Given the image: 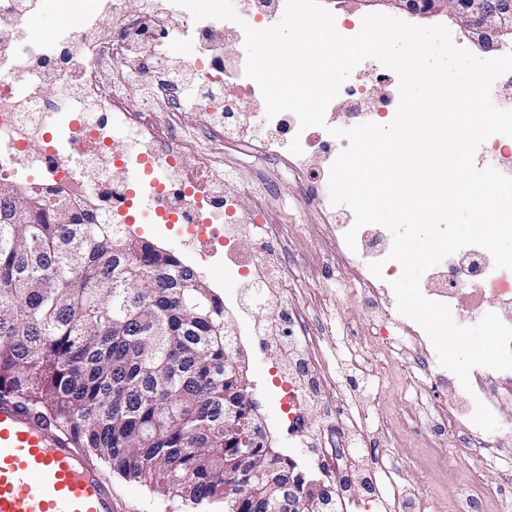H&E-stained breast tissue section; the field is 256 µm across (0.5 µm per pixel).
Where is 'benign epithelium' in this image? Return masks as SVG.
Listing matches in <instances>:
<instances>
[{
    "label": "benign epithelium",
    "mask_w": 512,
    "mask_h": 512,
    "mask_svg": "<svg viewBox=\"0 0 512 512\" xmlns=\"http://www.w3.org/2000/svg\"><path fill=\"white\" fill-rule=\"evenodd\" d=\"M395 12L429 17L449 15L470 33L482 52L497 50L502 38L512 33V0H362Z\"/></svg>",
    "instance_id": "7a95c632"
}]
</instances>
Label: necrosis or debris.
Listing matches in <instances>:
<instances>
[{"label": "necrosis or debris", "mask_w": 512, "mask_h": 512, "mask_svg": "<svg viewBox=\"0 0 512 512\" xmlns=\"http://www.w3.org/2000/svg\"><path fill=\"white\" fill-rule=\"evenodd\" d=\"M68 9L83 12L85 27L61 31L44 44L27 41L22 24L34 10L33 0H0V180L13 181L25 191L59 192L76 204L90 205L98 223L127 220L133 206L132 176L151 169L140 183L141 196L151 198L148 214L157 223L178 226L187 247L200 257L223 255L235 267L238 287L249 293L248 305L272 313L265 325L280 336L278 388L280 409L290 426L305 424L311 408H335L337 398L358 390L372 374L368 361L352 354L344 377H335L324 349L329 327H310L307 295L296 288L293 276L266 244L284 232L295 236L328 235L343 240L354 214L340 209L321 224H289L287 212L267 196L253 200L251 214H242L224 191V153L244 149L254 157L274 155L307 191L328 182L329 165L343 143L321 127L300 129L297 116L283 112L267 117L258 85L244 74L245 57L227 59L214 33L219 20H194L173 0H141L130 12L127 0H66ZM180 19L172 34L169 23ZM356 81L343 88L352 118L362 116L368 86L379 82L386 90L380 110L392 112L399 100L396 74L383 64L361 62ZM140 85L143 95L132 98L128 89ZM63 115L60 136L47 134L46 113ZM256 123L244 129L241 113ZM194 124H187V114ZM124 126L140 142L138 152L113 140V124ZM299 139L301 154L289 150ZM321 149L326 165L309 166L307 153ZM96 180H88L89 169ZM250 239L252 253L240 255L238 242ZM356 249L341 248L335 264L345 296L364 312V338L381 344L387 369L376 373L379 385H397L426 392L427 405L413 413L414 427L394 433L399 448L425 453L432 466L431 489L407 481L389 467L385 455L362 452L366 433L352 417L336 418L333 437L317 436L312 459L334 512H512V494L487 487L478 473L488 468L512 471V448L491 439L472 421L477 403L486 404L497 420L512 425V371L472 369L470 389L458 377L438 370L418 330L397 325L392 313L388 279L397 270L384 228L371 224L358 230ZM464 268L448 267L430 278V300L451 303L470 293L473 314L496 313L512 326V296L497 298L485 307L486 286L504 277L483 247L468 246ZM383 261L384 278L369 265ZM449 399H442L441 391ZM463 440L460 453L447 451L448 436ZM456 468L455 488L444 487L437 476ZM369 483L368 499L354 497L356 481Z\"/></svg>", "instance_id": "obj_1"}]
</instances>
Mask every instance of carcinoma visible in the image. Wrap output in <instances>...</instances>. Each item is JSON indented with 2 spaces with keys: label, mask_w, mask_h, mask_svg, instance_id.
Returning a JSON list of instances; mask_svg holds the SVG:
<instances>
[{
  "label": "carcinoma",
  "mask_w": 512,
  "mask_h": 512,
  "mask_svg": "<svg viewBox=\"0 0 512 512\" xmlns=\"http://www.w3.org/2000/svg\"><path fill=\"white\" fill-rule=\"evenodd\" d=\"M231 353L224 301L173 253L0 181V399L188 506L273 512L291 478L327 512L317 482L255 435ZM270 463L281 476L257 482Z\"/></svg>",
  "instance_id": "obj_1"
}]
</instances>
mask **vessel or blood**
Returning a JSON list of instances; mask_svg holds the SVG:
<instances>
[{"label": "vessel or blood", "mask_w": 512, "mask_h": 512, "mask_svg": "<svg viewBox=\"0 0 512 512\" xmlns=\"http://www.w3.org/2000/svg\"><path fill=\"white\" fill-rule=\"evenodd\" d=\"M0 512H114L109 487L54 427L0 400Z\"/></svg>", "instance_id": "b4317fda"}]
</instances>
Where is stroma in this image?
<instances>
[{
	"instance_id": "35a3bbf8",
	"label": "stroma",
	"mask_w": 512,
	"mask_h": 512,
	"mask_svg": "<svg viewBox=\"0 0 512 512\" xmlns=\"http://www.w3.org/2000/svg\"><path fill=\"white\" fill-rule=\"evenodd\" d=\"M85 19L81 13L68 10L63 0H40L38 12L33 13L27 21L29 40L48 41L56 38L65 28L78 29L84 26ZM224 167L230 173V181L226 186L228 194L237 196L240 210H249L252 195L238 192L239 181H250L252 194H260L269 189L251 158L228 153L224 156ZM275 194L285 208L292 214L297 223L318 224L328 217L333 209L328 187L318 190V202H310L302 186L293 177L283 176L274 187ZM284 243L288 250V263L299 288L304 292L316 295L317 301L311 307L314 319L331 325L332 335L324 342L329 356H336L342 351V342L346 332L360 327L363 314L360 308L352 303L340 304L335 309H325L324 301L335 299L340 293L335 267H327L320 278L310 277L308 265L316 256L333 258L339 245L335 239L327 236L317 237H285ZM224 316L231 322L237 334V347L240 361L250 382V392L257 404V413L261 417L270 447L280 453H287L292 437L288 435L281 418L279 402L272 391V381L278 369V358L275 351L276 337L266 335L264 331H245L243 312L237 304L228 303L224 306ZM96 470L112 487L115 512H193L180 500L162 495L156 491L135 483H129L112 474L109 467L96 463Z\"/></svg>"
}]
</instances>
